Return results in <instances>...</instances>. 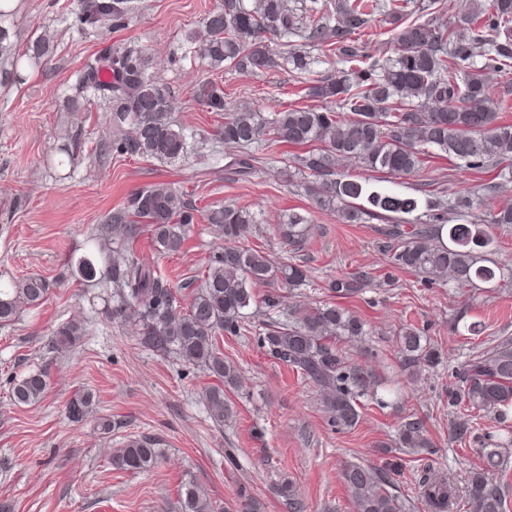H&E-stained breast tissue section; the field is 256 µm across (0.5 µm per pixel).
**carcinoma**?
<instances>
[{"mask_svg":"<svg viewBox=\"0 0 512 512\" xmlns=\"http://www.w3.org/2000/svg\"><path fill=\"white\" fill-rule=\"evenodd\" d=\"M78 2L79 21L85 26L121 28L132 12L130 0ZM428 9L415 0H297L293 6L289 0H220L204 19L203 31L188 35L194 53L214 70L229 66L252 73L275 68L291 72L307 83L306 96L318 105L281 110L265 119L252 108L229 105L224 89L213 81L199 84L196 95L209 111L224 116L213 137L223 146L240 149L231 160L240 174L255 168L259 147L317 143L319 147L296 157L295 163L298 171L315 178L308 191L320 208L338 210L348 223L366 217L402 220L384 231L393 242V261L430 281H452L461 287L476 281L495 283L501 268L489 258L495 247L490 228L512 224V207H502L478 223L469 219V190L421 198L376 188L343 168L351 161L390 176L411 175L435 151L472 169L512 167V123L501 116L512 106L487 78L494 73L500 82L512 83V0H486L483 5L468 0L460 6L456 27L427 14ZM377 14L390 28L391 57L371 52L361 40ZM292 37L329 52L336 58V71L310 77L317 60L302 48L289 47ZM274 44L287 50L276 54ZM105 72L110 79L102 78ZM79 88L109 102L112 149L118 154L176 162L193 150L196 134L173 119L168 91L148 72L140 52L110 49L87 60ZM450 214L460 223H448ZM203 218L219 228L224 247L210 255L207 273L184 308L167 281L133 248L137 225L146 224L158 252L180 250L196 222L195 209L183 194L159 183L131 194L124 207L107 218L101 232L122 224L127 235L123 251L104 256L108 281L116 288L112 316L131 323L134 335L150 350L233 386L236 371L224 362L218 339L249 332L244 310L255 301L252 285L268 283L271 288L261 305L283 319L268 324L261 344L271 357L318 388L334 426H356L364 397L386 405L392 392H378L373 375L350 364L336 347L340 337L364 335L363 323L332 304H286L282 289L304 285L308 270L296 263L274 267L262 251L239 245L255 223L249 209L234 204L212 207ZM310 222L306 215L288 214L282 224L285 241L301 243ZM432 222L448 224V243L432 231ZM78 271L84 280H94L96 259L81 257ZM47 293V282L36 275L1 283L0 324L12 323L23 308L40 304ZM83 336L82 323L65 322L50 339L51 347L68 351ZM396 344L404 371L412 378L441 363L440 351L413 326L400 330ZM451 376L449 405L463 409V419L453 423L452 438L482 439L480 452L489 467L503 466L506 449L512 447V340L470 355ZM46 390L45 372L32 371L15 381L12 399L16 405L36 404ZM204 398L216 423L232 415L224 387H211ZM92 405L93 395H77L68 414L82 421L92 413ZM483 414L493 418L492 427H481ZM398 436L400 447L410 451L431 447L419 419L401 424ZM158 445L149 436L132 439L112 454V468L148 471L159 459ZM391 474L389 466H344L342 478L356 512H407L404 500L391 491ZM180 496L181 512H213L210 500L190 481L182 485ZM424 498L432 512H448L454 493L442 480L426 485ZM468 500L470 512L507 509L501 486L482 469L470 474Z\"/></svg>","mask_w":512,"mask_h":512,"instance_id":"cac0c4a2","label":"carcinoma"}]
</instances>
